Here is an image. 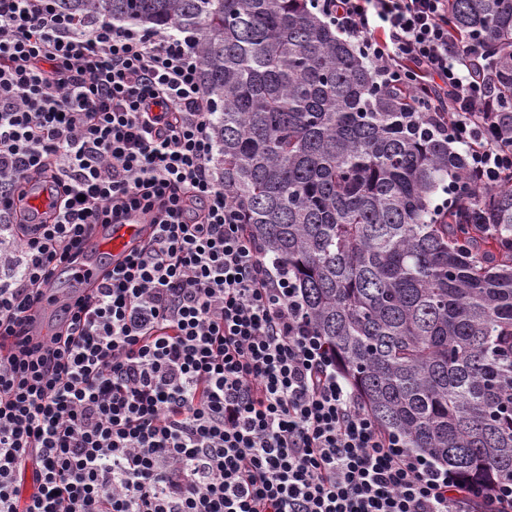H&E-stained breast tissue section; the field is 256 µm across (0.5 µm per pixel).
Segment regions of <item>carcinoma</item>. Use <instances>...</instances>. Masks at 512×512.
Returning a JSON list of instances; mask_svg holds the SVG:
<instances>
[{"mask_svg":"<svg viewBox=\"0 0 512 512\" xmlns=\"http://www.w3.org/2000/svg\"><path fill=\"white\" fill-rule=\"evenodd\" d=\"M75 15L177 29L215 111L224 192L288 268L360 403L464 480L512 479V175L375 84L307 0H58ZM495 52L512 148V0H448Z\"/></svg>","mask_w":512,"mask_h":512,"instance_id":"obj_1","label":"carcinoma"}]
</instances>
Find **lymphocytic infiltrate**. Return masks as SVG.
<instances>
[{
    "label": "lymphocytic infiltrate",
    "instance_id": "f902f5d3",
    "mask_svg": "<svg viewBox=\"0 0 512 512\" xmlns=\"http://www.w3.org/2000/svg\"><path fill=\"white\" fill-rule=\"evenodd\" d=\"M311 5L378 86L423 101L476 181L512 174L489 133L493 57L448 0ZM216 157L187 40L0 0V512H512V479L462 480L365 410ZM36 189L50 212L27 210ZM133 212L149 240L32 334L58 264Z\"/></svg>",
    "mask_w": 512,
    "mask_h": 512
}]
</instances>
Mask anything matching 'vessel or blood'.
<instances>
[{"instance_id": "obj_1", "label": "vessel or blood", "mask_w": 512, "mask_h": 512, "mask_svg": "<svg viewBox=\"0 0 512 512\" xmlns=\"http://www.w3.org/2000/svg\"><path fill=\"white\" fill-rule=\"evenodd\" d=\"M145 229L143 218L137 214L119 224L97 226L92 236L81 245L76 260L61 265L59 281L68 288L99 285L105 270L121 262L140 243ZM66 316L58 291L52 289L44 296L33 326L36 331L47 334L51 331L49 319L60 320Z\"/></svg>"}]
</instances>
